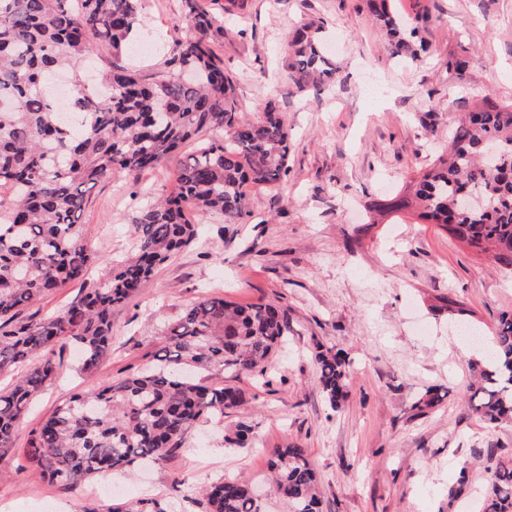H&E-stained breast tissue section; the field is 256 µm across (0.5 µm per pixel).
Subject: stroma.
<instances>
[{"mask_svg": "<svg viewBox=\"0 0 512 512\" xmlns=\"http://www.w3.org/2000/svg\"><path fill=\"white\" fill-rule=\"evenodd\" d=\"M427 6L429 52L419 61L392 57L363 0H249L224 18L216 50L237 80L249 115L272 105L292 137L279 186L248 194L243 224L206 222L201 239L161 265L132 302L112 311V352L82 369L61 350L56 379L19 426L0 460V512H33L53 502L61 512L92 505L87 485L66 489L21 469L29 431L76 392L139 370L167 325L202 293L240 303L273 300L288 313V347L270 383L236 381L242 414L201 421L167 462L128 469V496L153 497L172 512H201L199 488L217 477L262 479L285 441L306 449L323 512H480L487 452L512 455V423L482 421L468 403L471 365L482 359L505 313H512V270L452 239L438 224L407 212L369 221L371 203L402 193L448 144V123L467 103L488 96L512 102V0H396L413 20ZM181 0H138L136 39L151 40L144 59L126 53L142 75L159 71ZM325 19L330 62L344 80L333 90L290 92L282 69L288 35L305 19ZM468 61L464 76L453 64ZM434 128L425 130L424 117ZM137 186L124 175L100 183L86 214L85 239L99 260L88 284L105 280L125 253ZM458 313L437 311L439 298ZM351 362L348 396L333 411L316 383L317 347ZM433 385L442 403L424 415L413 405ZM254 426L243 450L224 438L239 419ZM468 481L449 496L459 472ZM180 488H173V481Z\"/></svg>", "mask_w": 512, "mask_h": 512, "instance_id": "35a3bbf8", "label": "stroma"}]
</instances>
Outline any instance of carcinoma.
I'll return each mask as SVG.
<instances>
[{"label":"carcinoma","mask_w":512,"mask_h":512,"mask_svg":"<svg viewBox=\"0 0 512 512\" xmlns=\"http://www.w3.org/2000/svg\"><path fill=\"white\" fill-rule=\"evenodd\" d=\"M136 0H0V372L17 373L0 391V457L14 447L32 400L57 376L56 348L74 347L91 369L112 350V308L131 302L155 270L199 236L187 219L219 218L244 224L250 217L246 187L276 185L288 172V127L268 105L249 119L215 45L224 21L211 0H182L178 26L190 40L171 44L164 70L148 82L140 72L112 64L100 97L79 83L86 59L103 48L122 54L136 25ZM391 0H366L385 31L391 55L418 57L405 37L406 20ZM324 20L293 32L285 67L298 92L328 89L340 68L324 56ZM67 69L74 76L75 124L57 108L46 78ZM206 138L188 152L185 141ZM498 148L484 155L486 144ZM179 155L171 187L138 209L131 225L132 252L110 277L85 289L59 313L23 312L68 283L83 281L99 260L85 241L82 216L92 190L117 173L157 169ZM412 209L440 224L479 254L512 268V103L485 96L448 127V149L406 192L371 210ZM288 336L286 310L272 301L238 304L205 294L170 323L146 368L115 377L98 389L59 404L32 428L24 458L51 484L71 486L142 462L167 461L204 418L222 419L245 403L224 378L263 377ZM493 357L475 364L468 385L472 410L486 422H512V315L504 314L493 338ZM318 388L332 410L347 396L350 363L330 348L314 354ZM207 372L214 381L192 376ZM442 401L429 388L413 409L423 415ZM254 426L240 422L225 436L251 446ZM265 487L289 512H321L307 452L287 442L271 453ZM251 478L220 477L201 492L205 512H264L248 494ZM85 512H167L155 498L115 501ZM481 512H512V458L487 467Z\"/></svg>","instance_id":"1"}]
</instances>
